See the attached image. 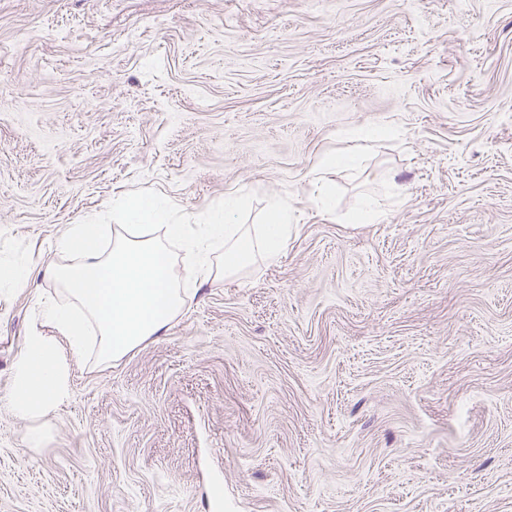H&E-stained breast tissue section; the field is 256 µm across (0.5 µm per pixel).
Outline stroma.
<instances>
[{
    "mask_svg": "<svg viewBox=\"0 0 512 512\" xmlns=\"http://www.w3.org/2000/svg\"><path fill=\"white\" fill-rule=\"evenodd\" d=\"M0 86V512H512V0H0ZM148 192L295 221L231 276L168 243L192 307L31 447L56 241ZM342 163L340 156L334 157L321 167L319 174L314 181V201L316 204L324 209H328L332 202V186L329 181L322 174L325 170L331 167H338Z\"/></svg>",
    "mask_w": 512,
    "mask_h": 512,
    "instance_id": "stroma-1",
    "label": "stroma"
}]
</instances>
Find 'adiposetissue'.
Listing matches in <instances>:
<instances>
[{
  "instance_id": "obj_1",
  "label": "adipose tissue",
  "mask_w": 512,
  "mask_h": 512,
  "mask_svg": "<svg viewBox=\"0 0 512 512\" xmlns=\"http://www.w3.org/2000/svg\"><path fill=\"white\" fill-rule=\"evenodd\" d=\"M238 208V198L231 196L205 223L178 224L167 205L138 194L115 207L117 218L124 221L119 234L92 221L69 225L57 247L77 255L78 261L50 268L49 274L84 314L76 316L57 304L45 307L46 329L30 330L14 365L9 393L13 413L35 422L68 396L67 357L82 355L89 327L98 332L100 361H115L161 335L174 318L189 310L194 295L174 275L166 240L178 241L203 270L214 248L223 246L228 275L246 266L255 253L278 257L288 241L287 201L271 205L255 235L235 224Z\"/></svg>"
}]
</instances>
